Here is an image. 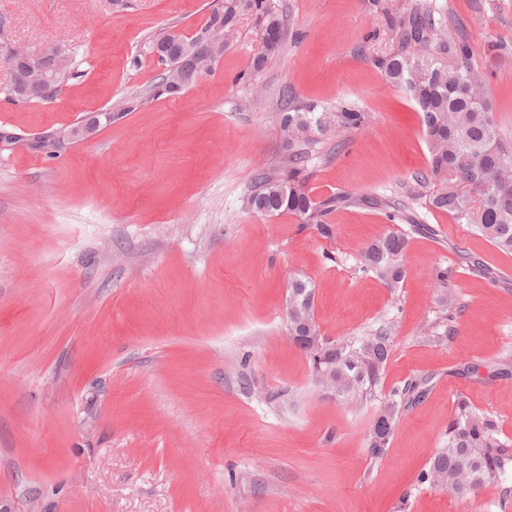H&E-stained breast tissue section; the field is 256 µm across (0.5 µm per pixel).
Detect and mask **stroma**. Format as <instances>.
Instances as JSON below:
<instances>
[{"mask_svg":"<svg viewBox=\"0 0 512 512\" xmlns=\"http://www.w3.org/2000/svg\"><path fill=\"white\" fill-rule=\"evenodd\" d=\"M218 0H0V46L74 55L77 78L47 103L8 101L0 129L29 135L124 109L49 158L0 147V512H512V467L470 501L423 486L458 399L512 440V256L409 201L429 169L420 114L373 65L390 51L381 5L414 0H274L282 53L245 79L250 22L215 70L178 97L152 95L148 46L194 34ZM467 42L512 139V0H431ZM367 124L309 149V189L408 204L400 287L354 257L390 230L381 211L329 215L333 238L243 200L286 154L283 92ZM469 259H462L459 248ZM461 308L442 313L440 272ZM316 293L324 336H392L385 388L419 382L382 458L364 436L373 407L322 395L288 337L293 276Z\"/></svg>","mask_w":512,"mask_h":512,"instance_id":"obj_1","label":"stroma"}]
</instances>
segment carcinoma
Returning a JSON list of instances; mask_svg holds the SVG:
<instances>
[{
	"label": "carcinoma",
	"instance_id": "1",
	"mask_svg": "<svg viewBox=\"0 0 512 512\" xmlns=\"http://www.w3.org/2000/svg\"><path fill=\"white\" fill-rule=\"evenodd\" d=\"M383 17L396 48L374 56L372 62L388 83L404 89L418 105L430 154L429 173L414 179L419 187L415 197L512 256V141L503 136L490 111L485 78L470 63L469 46L451 31L440 36L434 33L428 0H415L406 16H395L386 8ZM245 19L251 21L262 44L250 72L255 75L264 70L280 54L287 38L274 0H223L194 35L169 31L151 41V52L165 65L154 86L155 96H178L197 81L199 70L189 58L196 50L204 54L200 66L215 69ZM75 76L74 68L68 67L47 93L29 85L18 66L12 70L8 92L16 94L17 102H47L57 98ZM367 119L366 113L345 107L320 111L318 106L284 92L278 124L288 156L275 169L258 174L245 209L264 216L294 215L326 239L335 233L326 217L338 208L369 204L385 211L390 222L404 221L409 229L390 231L364 246L358 252L357 264L361 272L375 275L388 288H397L405 277L403 257L410 234L428 227L416 214L376 197L334 193L314 199L308 188V155L301 149L317 135L358 129ZM311 291L304 278L291 279L288 293L296 298L298 314L288 316L287 324L288 335L298 337L312 376L326 379L336 375L338 399L347 406L377 399L383 390L392 336L381 329L370 336L324 339L313 310L305 305ZM418 388V383L410 382L380 400L365 435L372 458L384 455L400 412ZM510 466L512 443L496 437L490 417L460 401L448 426L447 445L435 450L416 483L467 501Z\"/></svg>",
	"mask_w": 512,
	"mask_h": 512
}]
</instances>
